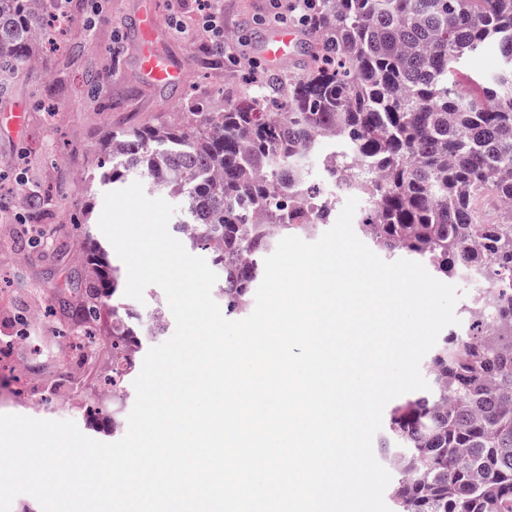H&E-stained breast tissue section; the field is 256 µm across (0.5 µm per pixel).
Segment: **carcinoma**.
I'll return each instance as SVG.
<instances>
[{
  "label": "carcinoma",
  "instance_id": "1",
  "mask_svg": "<svg viewBox=\"0 0 512 512\" xmlns=\"http://www.w3.org/2000/svg\"><path fill=\"white\" fill-rule=\"evenodd\" d=\"M38 0H0V71L32 60ZM303 22L313 63L283 83L270 73L260 108L246 88L222 112L109 131L94 181L135 174L175 199L186 239L224 274V311L242 314L262 258L290 232L331 221L307 159L336 134L333 179L372 211L358 225L382 253L403 251L443 275L469 271L487 288L472 304L489 333L445 336L433 387L397 403L381 458L393 465L394 512H512V0H311ZM487 51L494 71L470 74ZM97 279L78 312L93 335L99 297L121 288L98 241ZM141 320L112 306V387L131 373Z\"/></svg>",
  "mask_w": 512,
  "mask_h": 512
}]
</instances>
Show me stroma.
I'll use <instances>...</instances> for the list:
<instances>
[{"instance_id": "1", "label": "stroma", "mask_w": 512, "mask_h": 512, "mask_svg": "<svg viewBox=\"0 0 512 512\" xmlns=\"http://www.w3.org/2000/svg\"><path fill=\"white\" fill-rule=\"evenodd\" d=\"M142 0H47V35L37 62L0 87V337L12 342L0 357V414L71 420L88 437L113 442L128 429L132 383L112 388V305L104 303L89 351L71 345L68 311L85 296L91 270L80 247L101 239L105 190L93 186L100 144L113 129L157 125L199 105L219 111L234 103L246 70L214 71L198 57L209 45L207 13L248 45L262 71V50L277 26L282 0H156L154 43L182 64L180 86L146 87L133 50ZM103 92H86L89 76ZM22 111L23 128L8 116ZM36 192L43 217L25 220L20 194ZM90 207L83 224L74 216ZM144 302L124 308L142 321L135 364L168 340L175 321L164 292L149 286Z\"/></svg>"}]
</instances>
